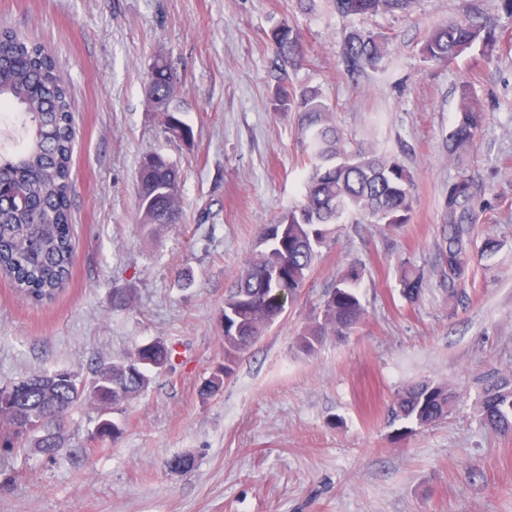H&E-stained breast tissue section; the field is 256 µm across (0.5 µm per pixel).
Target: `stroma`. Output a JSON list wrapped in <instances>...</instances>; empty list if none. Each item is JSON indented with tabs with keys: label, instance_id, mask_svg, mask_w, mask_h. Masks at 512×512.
I'll return each mask as SVG.
<instances>
[{
	"label": "stroma",
	"instance_id": "1",
	"mask_svg": "<svg viewBox=\"0 0 512 512\" xmlns=\"http://www.w3.org/2000/svg\"><path fill=\"white\" fill-rule=\"evenodd\" d=\"M498 0H416L407 15L343 19L316 0H0V26L45 46L68 81L78 143L71 212L74 262L52 302L22 300L0 275V386L68 368L89 374L143 342L175 349L172 368L114 419L116 442L87 448L99 416L67 419L52 458L0 454V512H512V437L481 427L473 400L484 373L512 372V19L493 60L477 52L446 64L420 56L427 29ZM295 21L307 46L294 84L321 89L354 141L396 155L412 172L409 224L339 225L298 300L245 354L224 389H200L224 361L219 324L231 278L262 225L299 196L305 172L295 114L272 112L267 32ZM391 37L385 66L342 73L345 34ZM178 78L173 109L193 135L165 134L148 109L156 55ZM471 81L487 120L467 163L475 184L476 240L464 302L449 307L437 243L441 203L457 166L446 137L459 87ZM159 151L181 175L177 224L138 221L141 156ZM366 265L367 309L347 338L307 355L296 338L340 269ZM423 267L419 300L400 292V266ZM131 292L123 308L112 291ZM447 382L460 399L446 420L405 434L390 407L402 388ZM189 454L194 468L172 472Z\"/></svg>",
	"mask_w": 512,
	"mask_h": 512
}]
</instances>
